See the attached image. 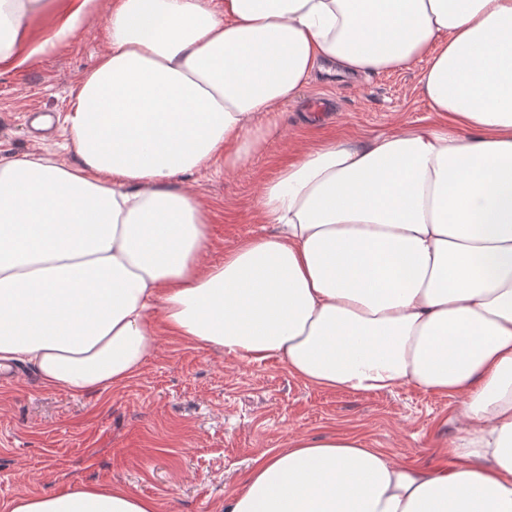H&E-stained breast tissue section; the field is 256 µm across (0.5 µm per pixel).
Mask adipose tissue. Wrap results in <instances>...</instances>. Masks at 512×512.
I'll use <instances>...</instances> for the list:
<instances>
[{
	"mask_svg": "<svg viewBox=\"0 0 512 512\" xmlns=\"http://www.w3.org/2000/svg\"><path fill=\"white\" fill-rule=\"evenodd\" d=\"M44 0H0V68L28 62ZM111 48L65 123L77 156H0V369L98 392L167 331L281 360L319 389L457 399L430 468L357 434L258 457L224 512H512V0H112ZM426 66L439 127L330 141L270 181L277 233L206 262L210 216L174 177L237 168L314 73ZM8 512H159L108 484Z\"/></svg>",
	"mask_w": 512,
	"mask_h": 512,
	"instance_id": "ef3b65f1",
	"label": "adipose tissue"
}]
</instances>
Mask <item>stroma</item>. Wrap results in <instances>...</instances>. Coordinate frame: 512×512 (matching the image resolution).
I'll use <instances>...</instances> for the list:
<instances>
[{
  "label": "stroma",
  "instance_id": "35a3bbf8",
  "mask_svg": "<svg viewBox=\"0 0 512 512\" xmlns=\"http://www.w3.org/2000/svg\"><path fill=\"white\" fill-rule=\"evenodd\" d=\"M112 0L75 33L54 38V17L34 16L35 54L0 73V155L51 154L75 162L64 117L82 78L111 48ZM423 61L343 81L317 75L285 103L277 137L235 170L223 165L177 176L211 218L206 261L239 241L271 232L256 208L264 182L296 151L333 137L356 140L408 124L435 125L422 98ZM0 384V512L14 498L108 484L154 498L159 512H224L254 460L294 436L362 434L415 467L438 462L456 433L454 399L411 386L371 396L326 391L291 375L284 363L224 356L160 333L141 372L105 391L74 394L42 386L26 366Z\"/></svg>",
  "mask_w": 512,
  "mask_h": 512
}]
</instances>
